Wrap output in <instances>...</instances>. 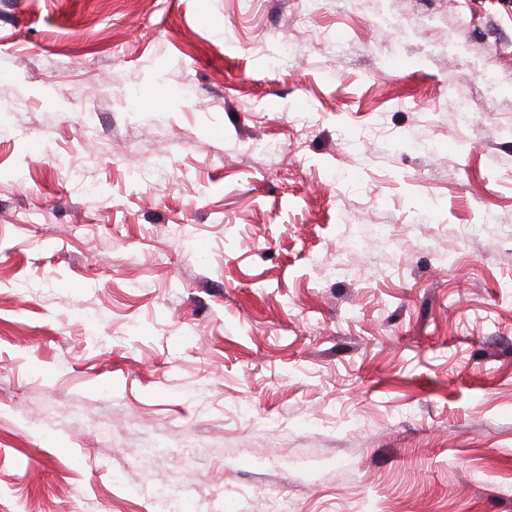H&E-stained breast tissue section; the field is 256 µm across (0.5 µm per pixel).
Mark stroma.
I'll return each instance as SVG.
<instances>
[{
    "instance_id": "obj_1",
    "label": "stroma",
    "mask_w": 512,
    "mask_h": 512,
    "mask_svg": "<svg viewBox=\"0 0 512 512\" xmlns=\"http://www.w3.org/2000/svg\"><path fill=\"white\" fill-rule=\"evenodd\" d=\"M175 487L512 512V0H0V512Z\"/></svg>"
}]
</instances>
